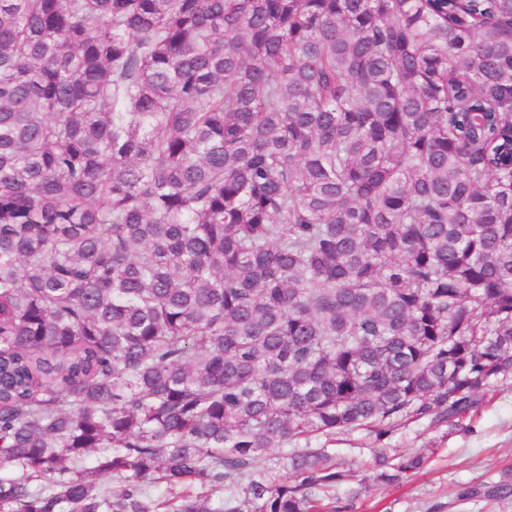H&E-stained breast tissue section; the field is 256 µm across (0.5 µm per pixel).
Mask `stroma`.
<instances>
[{"mask_svg":"<svg viewBox=\"0 0 512 512\" xmlns=\"http://www.w3.org/2000/svg\"><path fill=\"white\" fill-rule=\"evenodd\" d=\"M390 445L400 453L429 448L433 455L402 484L386 486L369 479L355 498L339 488V506L348 512H512V496L457 498L463 488L495 483L504 470H512V380L499 383L455 431L423 421L398 431Z\"/></svg>","mask_w":512,"mask_h":512,"instance_id":"35a3bbf8","label":"stroma"}]
</instances>
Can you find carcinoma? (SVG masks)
Returning <instances> with one entry per match:
<instances>
[{
  "mask_svg": "<svg viewBox=\"0 0 512 512\" xmlns=\"http://www.w3.org/2000/svg\"><path fill=\"white\" fill-rule=\"evenodd\" d=\"M509 378L512 0H0V512H337ZM371 442L372 440L364 433L355 431L340 437L333 448H337L345 457L361 467L370 458L368 448L372 446Z\"/></svg>",
  "mask_w": 512,
  "mask_h": 512,
  "instance_id": "carcinoma-1",
  "label": "carcinoma"
}]
</instances>
